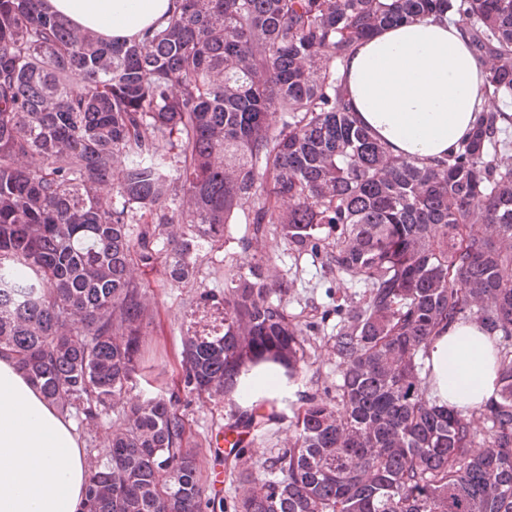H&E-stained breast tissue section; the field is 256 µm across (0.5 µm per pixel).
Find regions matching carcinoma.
<instances>
[{
	"label": "carcinoma",
	"instance_id": "cac0c4a2",
	"mask_svg": "<svg viewBox=\"0 0 512 512\" xmlns=\"http://www.w3.org/2000/svg\"><path fill=\"white\" fill-rule=\"evenodd\" d=\"M459 17L490 99L512 96V0H175L127 41L105 40L43 0H0V353L86 429L83 512H512V114L481 109L446 161L396 156L357 123L340 67L385 27ZM242 213L366 285L336 306V395L274 400L224 430L294 441L241 464L230 502L205 495L190 398L241 393L273 364L298 375L307 332L287 275L224 262L198 305L218 325L187 335L175 378L145 379L148 286L180 288ZM476 320L504 346L497 397L437 404L423 354Z\"/></svg>",
	"mask_w": 512,
	"mask_h": 512
}]
</instances>
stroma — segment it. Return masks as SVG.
I'll use <instances>...</instances> for the list:
<instances>
[{"mask_svg": "<svg viewBox=\"0 0 512 512\" xmlns=\"http://www.w3.org/2000/svg\"><path fill=\"white\" fill-rule=\"evenodd\" d=\"M246 230L243 215H236L224 230L222 248L210 251L201 264V274L196 287L172 288L164 285L159 276L150 278V311L153 322L148 328L149 344L162 354L160 364L165 372H173L181 339L190 327V312L196 297L203 288H220L224 285V256L236 254L239 263L247 265L252 260L263 261L269 275L294 272L296 278L288 290L285 301L290 312L299 314L301 320L316 322L319 333L308 336L310 360L294 382L282 385L277 392L278 405L290 409L298 405L306 392L335 389L339 379V367L335 354L327 343L329 335L336 331L335 307L338 301L350 299L361 302L365 288L362 282L346 275L325 271L320 262L311 256L302 257L291 253L286 240L267 237L260 239L252 252L241 253L238 239ZM247 403L221 402L219 404L192 401L187 409L192 438L205 475L223 470V457L214 448L221 437L225 423L231 419V411L247 410Z\"/></svg>", "mask_w": 512, "mask_h": 512, "instance_id": "obj_1", "label": "stroma"}]
</instances>
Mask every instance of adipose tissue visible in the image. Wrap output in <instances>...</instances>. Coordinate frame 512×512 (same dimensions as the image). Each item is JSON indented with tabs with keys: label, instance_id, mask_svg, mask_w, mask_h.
Here are the masks:
<instances>
[{
	"label": "adipose tissue",
	"instance_id": "1",
	"mask_svg": "<svg viewBox=\"0 0 512 512\" xmlns=\"http://www.w3.org/2000/svg\"><path fill=\"white\" fill-rule=\"evenodd\" d=\"M51 12L107 39H131L155 25L172 0H45ZM357 119L394 154L442 159L466 141L478 109L490 107L485 80L462 30L427 18L384 28L341 68ZM429 394L439 404L473 409L500 388L496 342L477 321L431 339ZM86 450L71 420L0 354V512H81Z\"/></svg>",
	"mask_w": 512,
	"mask_h": 512
}]
</instances>
